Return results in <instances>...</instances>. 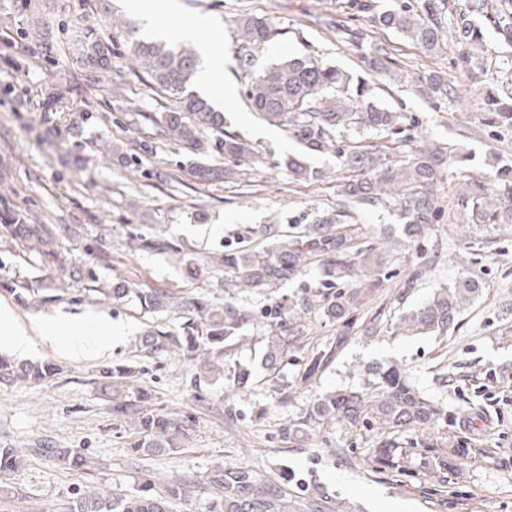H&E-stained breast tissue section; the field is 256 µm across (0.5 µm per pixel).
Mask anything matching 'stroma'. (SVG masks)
I'll use <instances>...</instances> for the list:
<instances>
[{
  "instance_id": "35a3bbf8",
  "label": "stroma",
  "mask_w": 512,
  "mask_h": 512,
  "mask_svg": "<svg viewBox=\"0 0 512 512\" xmlns=\"http://www.w3.org/2000/svg\"><path fill=\"white\" fill-rule=\"evenodd\" d=\"M182 11L220 24L226 59L218 78L233 84L232 101L212 99L224 115L225 132L245 140L253 150L233 177L197 181L183 147L160 135H146L134 119L138 112H163L173 98L151 92L126 68L128 32L112 21L141 27L125 0H54L50 20L60 42L53 48L23 39L30 12L24 0H0V204L21 213L29 224H58L69 234L58 257L44 263L0 234V304L27 325L67 314H106L127 326L107 357L75 361L61 350L38 344L31 362L51 361L59 374L37 383L0 381V447L36 448L49 442L59 448L84 449L91 469H66L55 460L27 456L17 471L0 474V512H60L76 489L99 487L123 493L143 479L156 482L194 476L181 512H206L210 496L203 485L219 465H252L285 482L289 495L321 499L323 512H512V224L506 234L491 230L479 242L457 235L462 218L453 202L472 179H492L512 168V124L502 121L492 103L512 105V43L494 23L501 0H448L446 20L481 9L475 19L483 31L481 49L463 54L452 30L430 55L401 36L381 34L370 22L395 0H371V12L356 0H181ZM249 14L272 22L274 35L255 55L257 66L283 58L311 55L353 75L367 94L403 116V139L413 145L452 149L461 156L440 174L435 188L445 215L429 234L411 246L393 249L381 295L364 300L365 317L381 314L376 336L350 337L336 361L310 388L293 385L283 402L284 382L299 363L286 365L278 377L260 366L262 327L248 330L246 340L224 357V366L199 380V364L182 356L161 354L142 361L139 388L151 395L154 413L183 426L176 449L146 456L132 465L133 425L114 418L102 391L100 370L128 363L138 336L157 326H179V309L155 316L136 302L99 303L84 295L88 273L100 283L124 279L143 288L170 289L202 296L219 305L225 298L224 268L219 259L225 242L258 224L313 223L333 209L345 172L333 153H307L287 127L265 121L246 97L244 51L237 25ZM336 19L365 33L359 46L327 27ZM108 36L112 69L93 74L81 59L78 34ZM387 39L396 63L390 74L372 67L368 42ZM447 73L456 94L436 99L420 93L422 76ZM119 80V95L107 88ZM303 154L308 166L323 170L318 182L293 178L283 161ZM160 233L175 240L179 252L130 249L132 235ZM112 254L104 265L95 250ZM479 277L482 296L464 313L448 336H407L395 317L421 305L433 288L462 276ZM39 294L63 288L62 297L41 306L22 303L15 288ZM394 359L428 396L442 401L456 417V431L479 439L487 457L452 473L448 494L429 495L430 479L411 484L371 471L361 462L371 447L368 432L328 426L306 439L288 441L282 430L302 416L313 393L351 383L361 366ZM253 371L248 391L231 387L238 366Z\"/></svg>"
}]
</instances>
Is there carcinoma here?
Returning <instances> with one entry per match:
<instances>
[{
	"label": "carcinoma",
	"instance_id": "cac0c4a2",
	"mask_svg": "<svg viewBox=\"0 0 512 512\" xmlns=\"http://www.w3.org/2000/svg\"><path fill=\"white\" fill-rule=\"evenodd\" d=\"M446 0H398L392 8L373 14L371 21L381 32L399 34L424 51L435 54L440 48ZM500 33L512 38V0H502L497 18ZM453 32L462 43L482 42L471 14L461 12L454 18ZM273 35L269 19L247 16L239 24V40L244 49L248 75L246 94L252 108L265 120L291 127L307 151H334L352 172L339 189L336 210L327 212L313 224H290L278 227L249 228L240 236L241 246L224 252L221 263L230 275L224 287L244 288L257 292L283 281L296 279L303 270L315 265L324 275L321 287L303 282L299 290L270 302L255 313L235 298L215 306L196 298H184L171 290L135 288L124 281L110 288L85 289V295L105 302L121 303L136 294L145 311L161 314L177 307L188 313L177 329L147 331L137 345L149 356L180 353L189 361L201 359L215 363L232 346L240 342L243 332L262 324L264 366L269 372L279 370L290 352L308 345V320L318 316L341 332L336 340L311 349L304 367L295 377L301 387L315 382L336 360L348 337L369 335L376 331V318L366 321L357 315L362 300L374 296L386 281L384 269L388 253L381 251L363 228L349 224L345 218L352 210L381 207L396 216L398 227L385 225L382 239L399 231L408 242L424 237L431 227L441 223L444 210L434 187L442 166L450 165L454 156L440 149L415 148L402 157L396 148L371 142L357 150H346L336 141L341 131L365 130L376 136L396 129L401 115L388 107L363 98L362 86L351 75L320 59L288 57L278 63L254 68L253 51ZM84 63L96 70L112 67V49L98 35L88 34L81 40ZM130 54L136 63L134 73L148 87L176 99L166 112H143V124L159 128L165 135L187 148L194 156L192 169L202 182L220 180L232 174L207 161L208 154L224 156V163H234L251 154L239 138L224 132V113L216 111L204 98L189 91L198 72L194 50L164 42L132 40ZM448 74L433 71L424 77L422 94L448 96ZM288 171L304 181H318L323 171L308 167L301 158L288 157ZM467 218L469 237H477L482 227L497 228L512 224V178L505 175L490 182L474 180L454 201ZM20 216L8 211L0 230L11 235L26 252L44 261L56 260L60 226L19 224ZM265 237L271 243L256 250L246 243ZM133 246L141 251H178L177 245L161 236L137 235ZM479 281L461 278L451 286L434 290L420 306L401 312L396 326L414 334L445 336L455 328L464 312L481 296ZM136 367L121 364L105 367L102 377L112 382L128 383ZM59 373L52 363L13 364L0 357V379L11 382H40ZM149 396L143 391L112 397V412L137 425L140 438L134 443V456L163 452L175 445L182 426L175 419L147 411ZM445 407L425 396L411 381L396 360L373 361L360 371V382L313 395L304 417L285 429L293 437L307 428L331 423L340 428L368 429L376 432L373 447L364 463L372 470L389 472L404 483L418 472L436 478L435 494L445 492L448 473L465 459L487 453V449L467 442L446 428L435 438L401 439L408 430L423 432L442 422H449ZM33 452L53 457L72 470H88L93 461L78 448H35ZM26 457L24 448H0V471L16 469ZM207 483L215 496L207 512H322L323 505L314 498L289 500L282 484L262 475L252 466L217 467ZM195 485L190 476L168 481L161 486L146 479L129 493L105 494L96 490H78L64 512H175L174 506Z\"/></svg>",
	"mask_w": 512,
	"mask_h": 512
}]
</instances>
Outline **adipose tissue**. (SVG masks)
Segmentation results:
<instances>
[{"instance_id": "adipose-tissue-1", "label": "adipose tissue", "mask_w": 512, "mask_h": 512, "mask_svg": "<svg viewBox=\"0 0 512 512\" xmlns=\"http://www.w3.org/2000/svg\"><path fill=\"white\" fill-rule=\"evenodd\" d=\"M121 333L110 317L94 313L80 321L64 315L26 327L13 318L7 307L0 305V348L17 355L27 353L37 342L59 348L75 360L108 355Z\"/></svg>"}]
</instances>
